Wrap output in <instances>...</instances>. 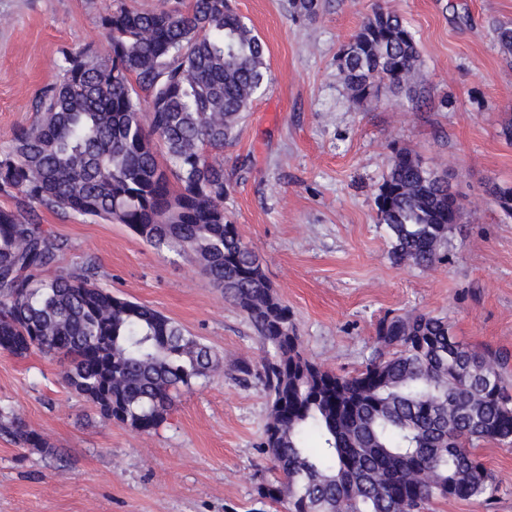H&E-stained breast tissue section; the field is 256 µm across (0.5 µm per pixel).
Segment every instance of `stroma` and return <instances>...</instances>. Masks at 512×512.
Wrapping results in <instances>:
<instances>
[{
  "instance_id": "obj_1",
  "label": "stroma",
  "mask_w": 512,
  "mask_h": 512,
  "mask_svg": "<svg viewBox=\"0 0 512 512\" xmlns=\"http://www.w3.org/2000/svg\"><path fill=\"white\" fill-rule=\"evenodd\" d=\"M112 0H0V150L34 119L58 79L62 50L102 47ZM267 45L269 84L224 149V213L259 254L288 304L307 356L352 374L385 314L447 317L458 340L512 353V218L489 196L512 185V55L495 41L512 0H324L313 19L288 0H231ZM405 18L421 59L416 97L380 87L353 103L337 56L374 9ZM444 171L463 205L434 267L396 261L375 204L393 148ZM63 241L54 270L93 264L95 281L183 326L219 368L182 391L165 423L140 432L102 419L62 379L58 361L0 350V417L18 415L47 441L0 434V512H283L256 488L273 479L259 446L269 402L235 366L266 348L246 315L188 256L156 251L126 225L39 209ZM492 505L438 499L430 512H512V449L484 444Z\"/></svg>"
}]
</instances>
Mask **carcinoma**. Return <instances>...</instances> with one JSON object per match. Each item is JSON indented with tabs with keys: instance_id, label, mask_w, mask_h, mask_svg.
Instances as JSON below:
<instances>
[{
	"instance_id": "1",
	"label": "carcinoma",
	"mask_w": 512,
	"mask_h": 512,
	"mask_svg": "<svg viewBox=\"0 0 512 512\" xmlns=\"http://www.w3.org/2000/svg\"><path fill=\"white\" fill-rule=\"evenodd\" d=\"M301 17L321 0H289ZM106 45L61 52L59 79L36 99L32 124L0 152V350L66 361L62 376L108 421L141 432L173 398L207 379L217 356L151 308L93 281L91 266L52 269L63 243L38 204L125 224L162 251L187 254L267 345L269 399L260 446L279 478L257 487L284 512H425L437 499L490 501L496 492L475 443L512 446L506 354L459 342L448 319L387 314L364 366L336 374L302 349L288 305L258 255L224 215V147L267 87V46L229 0H162L142 12L114 0L99 17ZM419 50L403 19L376 11L345 44L339 70L360 102L384 83L413 92ZM512 216V187H491ZM448 174L396 149L375 203L394 259L427 269L454 225ZM0 430L44 448L14 416Z\"/></svg>"
}]
</instances>
